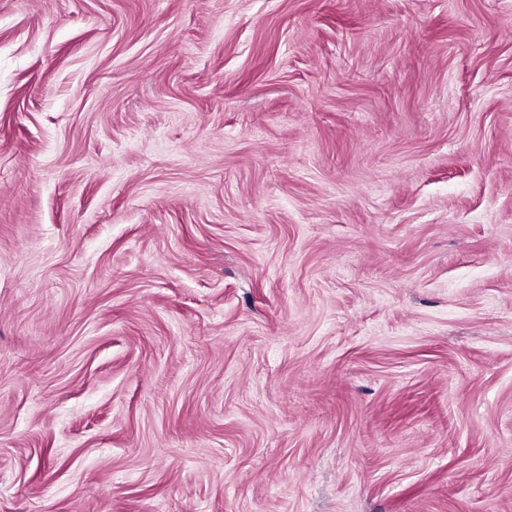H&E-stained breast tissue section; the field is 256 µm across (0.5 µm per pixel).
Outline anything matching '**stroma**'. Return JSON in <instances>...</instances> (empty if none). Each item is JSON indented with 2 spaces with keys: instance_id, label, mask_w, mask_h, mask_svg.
I'll return each mask as SVG.
<instances>
[{
  "instance_id": "stroma-1",
  "label": "stroma",
  "mask_w": 512,
  "mask_h": 512,
  "mask_svg": "<svg viewBox=\"0 0 512 512\" xmlns=\"http://www.w3.org/2000/svg\"><path fill=\"white\" fill-rule=\"evenodd\" d=\"M0 512H512V0H0Z\"/></svg>"
}]
</instances>
